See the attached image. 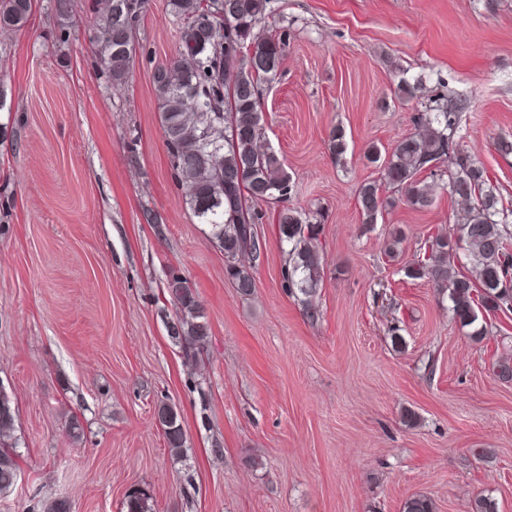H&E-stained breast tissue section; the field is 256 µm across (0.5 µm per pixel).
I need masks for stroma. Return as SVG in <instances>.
<instances>
[{"instance_id":"35a3bbf8","label":"stroma","mask_w":512,"mask_h":512,"mask_svg":"<svg viewBox=\"0 0 512 512\" xmlns=\"http://www.w3.org/2000/svg\"><path fill=\"white\" fill-rule=\"evenodd\" d=\"M86 2L66 51L50 0L29 32L0 33V389L21 468L0 512L58 499L125 512L136 484L154 512H402L415 494L436 512H470L480 495L512 512V382L497 376L512 311L480 314L487 333L469 336L429 279L405 275L462 209L441 188L430 208L400 202L365 224L356 203L379 176L370 144L392 147L417 113L458 103L460 147L512 204V0H272L259 30L286 48L262 87L265 136L292 205L322 215L313 319L280 285L276 205L260 207L253 295L225 278L171 176L150 65L100 85ZM140 38L155 60L175 55L168 0H147ZM403 78L416 98L398 96ZM147 205L162 223H142ZM172 268L211 329L192 366L168 332ZM163 403L183 458L158 423ZM157 418L164 429L170 451L177 457L183 456L185 437L177 412L173 407L162 404L158 407Z\"/></svg>"}]
</instances>
